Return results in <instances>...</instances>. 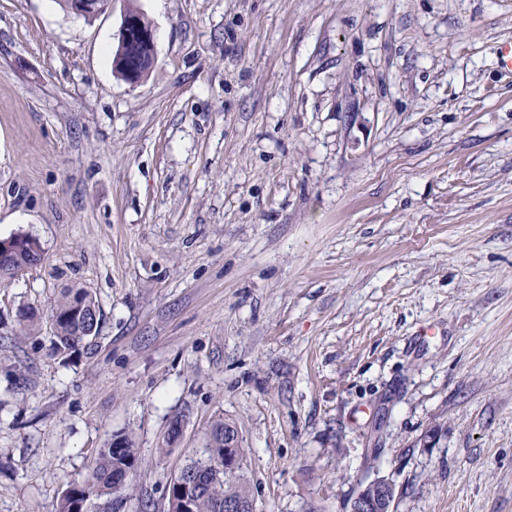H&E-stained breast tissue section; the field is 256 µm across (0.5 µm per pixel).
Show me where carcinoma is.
<instances>
[{"instance_id":"obj_1","label":"carcinoma","mask_w":512,"mask_h":512,"mask_svg":"<svg viewBox=\"0 0 512 512\" xmlns=\"http://www.w3.org/2000/svg\"><path fill=\"white\" fill-rule=\"evenodd\" d=\"M141 48H127L120 44L113 51V69L124 75L122 64L136 56L140 77L148 75L150 65L142 61ZM40 248L38 241L27 237L16 252L14 265L22 267L32 261V254ZM100 307L89 291L70 288L54 302L52 325L54 350L60 354H73L89 348L98 333L86 323L90 310ZM231 423L219 417L210 427L204 457L192 458L180 474L170 478L165 487L166 512H224V502L236 500L249 502L252 492L245 471L224 475V429ZM122 446L112 443L100 449L85 474L67 482L57 505V512H123L133 499L129 477L141 463L139 449L133 439L121 435Z\"/></svg>"}]
</instances>
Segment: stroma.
Instances as JSON below:
<instances>
[{"label": "stroma", "mask_w": 512, "mask_h": 512, "mask_svg": "<svg viewBox=\"0 0 512 512\" xmlns=\"http://www.w3.org/2000/svg\"><path fill=\"white\" fill-rule=\"evenodd\" d=\"M504 42L512 0H0V238L43 251L0 280V512H56L116 433L127 512H164L218 416L257 512H346L376 477L394 512H512ZM73 286L101 321L66 359ZM120 39H126L129 42L136 41L138 43L147 44L152 50L155 49V37L153 29L143 31L138 27L135 19L131 17L125 18L119 30ZM132 53H134L133 57L131 56ZM144 55L145 51L141 50V45H138L136 49L133 47L129 49L128 47L120 45L117 39V45L115 47V50L113 51L112 58L113 69L117 72V74H119L122 78L125 79L122 64L124 63V61L139 57L138 68L140 70V79L145 78L148 75L151 66L150 64H145V62L143 61ZM92 309L98 314L97 325L94 333L88 336L92 325L86 323V314ZM100 312L97 301L86 289L70 288L64 291L52 308L54 350L60 354L71 355L80 349L91 347L98 336Z\"/></svg>", "instance_id": "obj_1"}]
</instances>
